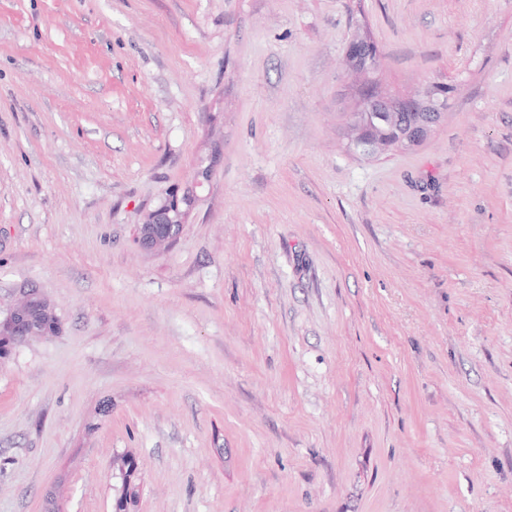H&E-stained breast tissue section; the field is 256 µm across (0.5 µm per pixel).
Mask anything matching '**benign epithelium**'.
<instances>
[{
    "mask_svg": "<svg viewBox=\"0 0 512 512\" xmlns=\"http://www.w3.org/2000/svg\"><path fill=\"white\" fill-rule=\"evenodd\" d=\"M371 40L358 36L352 38L346 46V57L352 72L367 73L375 65L374 59L366 56L367 47ZM369 108L378 112L392 113V120L396 126V134L391 136L370 135L365 121L353 117L349 120L351 145L364 153L372 154L388 147L409 148L426 139L432 128L437 124L442 114L448 110V102L442 101L426 85L413 96L406 98L397 105L387 99L371 96L368 98ZM415 113V121L410 125L400 122L399 113ZM210 167L199 170L195 188L187 192V205L182 208H171L163 203L145 214L143 223L137 228V241L145 249L156 250L173 245L182 230L184 219L188 211L197 200V189L209 182ZM21 301L11 308L5 316V322L23 330L24 339L34 337L35 329L32 326L30 309L33 301L40 302L43 308H52L50 300L37 288L21 290ZM119 476L122 480V489L116 498L114 512H135V491L132 477L137 471V462L134 457L126 455L120 458L118 466Z\"/></svg>",
    "mask_w": 512,
    "mask_h": 512,
    "instance_id": "7a95c632",
    "label": "benign epithelium"
}]
</instances>
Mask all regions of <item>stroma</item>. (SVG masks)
Segmentation results:
<instances>
[{
  "mask_svg": "<svg viewBox=\"0 0 512 512\" xmlns=\"http://www.w3.org/2000/svg\"><path fill=\"white\" fill-rule=\"evenodd\" d=\"M444 82L365 155L361 77ZM211 178L178 241L145 213ZM0 512H512V0H0ZM372 41L362 35L353 37L346 46V57L352 72H370L375 65L374 59L366 56V50ZM429 84L418 90L413 96L403 99L401 105L387 101L386 98L370 96L369 109L377 112H359L364 117H370L371 130L374 133H383L388 129L378 120L379 112H391L392 120L396 126V134L391 136H372L362 118L353 117L348 122L351 134V145L362 152L372 154L388 147L409 148L426 139L432 128L437 124L442 114L448 110V100L442 101ZM397 112H403L406 118L415 113V121L410 125L400 122ZM22 299L21 301L11 308L7 315L5 316V323L11 324L17 328H22L25 336L23 338L25 340L34 336L35 329L32 326V320L30 317V309L31 304L34 299L40 302L43 308L50 309L53 308L50 300L37 288H27L21 290ZM137 462L134 457L122 456L119 461L118 471L122 480V489L115 501L114 512H135V491L132 485V477L137 471Z\"/></svg>",
  "mask_w": 512,
  "mask_h": 512,
  "instance_id": "35a3bbf8",
  "label": "stroma"
}]
</instances>
